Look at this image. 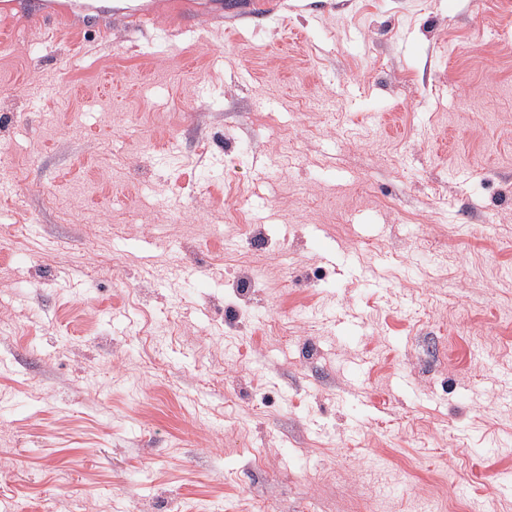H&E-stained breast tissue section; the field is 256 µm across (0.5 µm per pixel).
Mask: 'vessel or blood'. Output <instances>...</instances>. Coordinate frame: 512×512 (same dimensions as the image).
Instances as JSON below:
<instances>
[{
    "label": "vessel or blood",
    "mask_w": 512,
    "mask_h": 512,
    "mask_svg": "<svg viewBox=\"0 0 512 512\" xmlns=\"http://www.w3.org/2000/svg\"><path fill=\"white\" fill-rule=\"evenodd\" d=\"M208 11L215 18H223V0H182L180 14L191 19L200 11ZM26 14L34 24H43L45 18L71 21L82 18L94 29H102L104 21L118 18L134 30L153 24L159 17L157 0H0V14L13 12Z\"/></svg>",
    "instance_id": "obj_1"
}]
</instances>
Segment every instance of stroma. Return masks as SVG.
<instances>
[{
  "label": "stroma",
  "instance_id": "stroma-1",
  "mask_svg": "<svg viewBox=\"0 0 512 512\" xmlns=\"http://www.w3.org/2000/svg\"><path fill=\"white\" fill-rule=\"evenodd\" d=\"M106 25L0 17V512H512V0Z\"/></svg>",
  "mask_w": 512,
  "mask_h": 512
}]
</instances>
